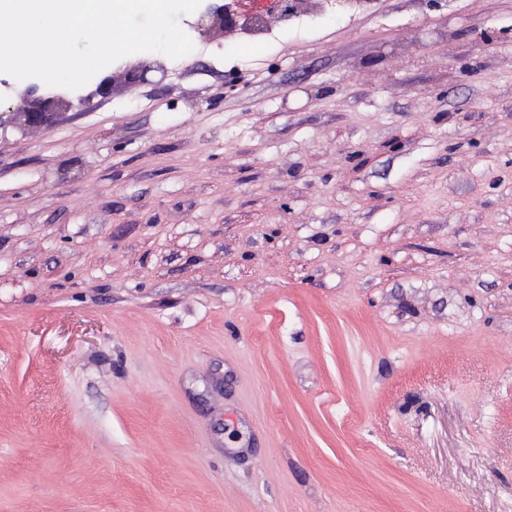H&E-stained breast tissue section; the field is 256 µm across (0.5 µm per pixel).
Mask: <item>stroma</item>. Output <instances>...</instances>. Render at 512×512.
I'll list each match as a JSON object with an SVG mask.
<instances>
[{
  "label": "stroma",
  "instance_id": "35a3bbf8",
  "mask_svg": "<svg viewBox=\"0 0 512 512\" xmlns=\"http://www.w3.org/2000/svg\"><path fill=\"white\" fill-rule=\"evenodd\" d=\"M193 45L0 129V512H512V0Z\"/></svg>",
  "mask_w": 512,
  "mask_h": 512
}]
</instances>
